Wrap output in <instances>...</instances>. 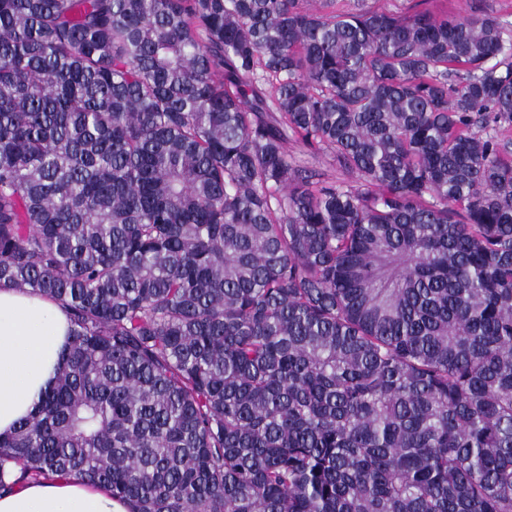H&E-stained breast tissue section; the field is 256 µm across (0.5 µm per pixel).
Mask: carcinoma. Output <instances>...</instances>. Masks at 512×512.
<instances>
[{
    "label": "carcinoma",
    "instance_id": "1",
    "mask_svg": "<svg viewBox=\"0 0 512 512\" xmlns=\"http://www.w3.org/2000/svg\"><path fill=\"white\" fill-rule=\"evenodd\" d=\"M319 2L0 0V284L71 322L0 492L512 512V31Z\"/></svg>",
    "mask_w": 512,
    "mask_h": 512
}]
</instances>
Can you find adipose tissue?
Segmentation results:
<instances>
[{"instance_id":"1","label":"adipose tissue","mask_w":512,"mask_h":512,"mask_svg":"<svg viewBox=\"0 0 512 512\" xmlns=\"http://www.w3.org/2000/svg\"><path fill=\"white\" fill-rule=\"evenodd\" d=\"M70 318L52 299L0 288V434L33 413L68 343ZM0 512H128L111 491L73 477L30 480L0 493Z\"/></svg>"}]
</instances>
